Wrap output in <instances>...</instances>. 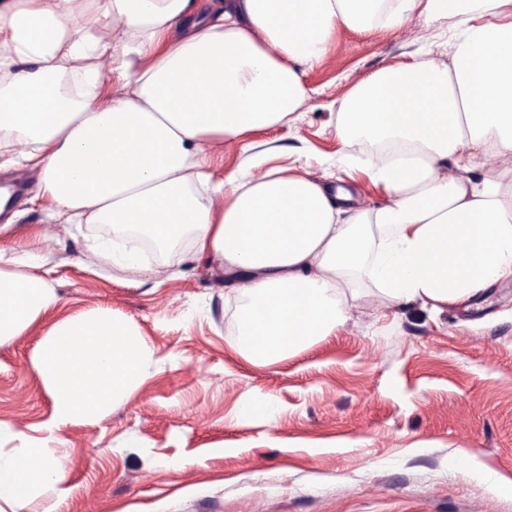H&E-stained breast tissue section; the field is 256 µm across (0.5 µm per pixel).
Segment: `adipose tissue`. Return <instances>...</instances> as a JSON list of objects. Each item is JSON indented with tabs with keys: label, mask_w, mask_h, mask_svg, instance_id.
<instances>
[{
	"label": "adipose tissue",
	"mask_w": 512,
	"mask_h": 512,
	"mask_svg": "<svg viewBox=\"0 0 512 512\" xmlns=\"http://www.w3.org/2000/svg\"><path fill=\"white\" fill-rule=\"evenodd\" d=\"M443 17L458 30L449 61L379 69L336 107L337 138L372 146L363 166L388 204L353 208L348 189L271 165L268 149L213 180L215 149L287 123L309 98L303 70L337 30ZM0 139L26 145L66 217L33 248L0 245V346L44 325L28 365L52 406L42 438L0 421L15 443L0 451V512L63 493L69 461L49 436L100 421L153 363L112 309L48 321L61 299L45 266L75 228L190 241L245 298L232 349L261 368L332 335L355 279L435 312L512 279V0H0ZM480 153L498 173L463 176ZM89 252L131 280L175 277L110 239Z\"/></svg>",
	"instance_id": "adipose-tissue-1"
}]
</instances>
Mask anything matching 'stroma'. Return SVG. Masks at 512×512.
<instances>
[{
  "label": "stroma",
  "mask_w": 512,
  "mask_h": 512,
  "mask_svg": "<svg viewBox=\"0 0 512 512\" xmlns=\"http://www.w3.org/2000/svg\"><path fill=\"white\" fill-rule=\"evenodd\" d=\"M452 18L366 35L337 31L324 61L305 69L312 95L296 120L251 134L275 165L342 177L357 205L388 203L360 169L344 170L336 104L361 78L443 51ZM29 189L14 238L60 220L39 175L0 149V180ZM178 277L162 285L94 270L84 236L49 259L59 315L109 307L133 321L154 351L143 387L101 421L58 432L69 456L68 493L56 512H512V488L473 478L474 456L512 480V280L431 313L416 303L360 297L335 334L264 368L231 348L243 299L187 245H144ZM37 333L0 346V420L42 428L51 401L27 361ZM251 415L239 412L242 402Z\"/></svg>",
  "instance_id": "1"
}]
</instances>
